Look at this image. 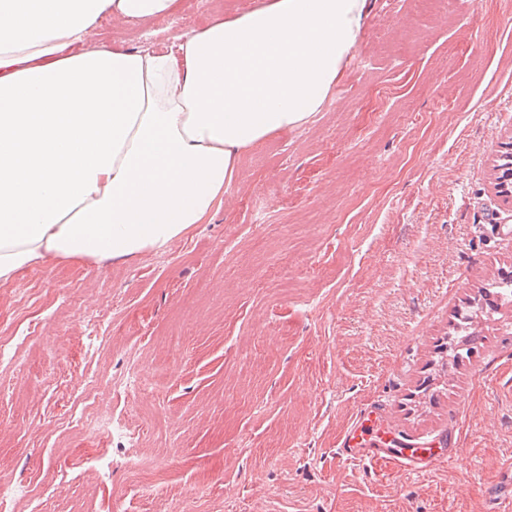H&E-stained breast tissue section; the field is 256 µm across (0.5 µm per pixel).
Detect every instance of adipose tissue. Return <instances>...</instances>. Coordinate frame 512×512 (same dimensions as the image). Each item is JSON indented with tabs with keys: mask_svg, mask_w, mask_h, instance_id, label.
Segmentation results:
<instances>
[{
	"mask_svg": "<svg viewBox=\"0 0 512 512\" xmlns=\"http://www.w3.org/2000/svg\"><path fill=\"white\" fill-rule=\"evenodd\" d=\"M182 0H0V286L53 259L129 260L208 223L242 159L315 122L370 0H258L171 49L108 48L106 17Z\"/></svg>",
	"mask_w": 512,
	"mask_h": 512,
	"instance_id": "1",
	"label": "adipose tissue"
}]
</instances>
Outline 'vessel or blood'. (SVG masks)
I'll return each instance as SVG.
<instances>
[{
    "label": "vessel or blood",
    "mask_w": 512,
    "mask_h": 512,
    "mask_svg": "<svg viewBox=\"0 0 512 512\" xmlns=\"http://www.w3.org/2000/svg\"><path fill=\"white\" fill-rule=\"evenodd\" d=\"M379 429V419L373 410L368 409L357 414L352 426L340 443L339 456L346 460L392 463L413 473L444 466L449 461L448 455L445 454H431L423 457L414 450L377 447L371 437Z\"/></svg>",
    "instance_id": "obj_1"
}]
</instances>
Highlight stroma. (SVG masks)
<instances>
[{
  "label": "stroma",
  "mask_w": 512,
  "mask_h": 512,
  "mask_svg": "<svg viewBox=\"0 0 512 512\" xmlns=\"http://www.w3.org/2000/svg\"><path fill=\"white\" fill-rule=\"evenodd\" d=\"M256 0L102 21L109 46L169 48ZM512 0H371L348 75L309 127L247 155L209 223L105 265L47 260L0 287V480L12 512H507L512 486ZM482 343L445 348L463 314ZM135 363L137 390L105 386ZM380 441L453 464L344 462L358 411ZM137 427L159 470H127L81 418ZM156 489L142 496V486Z\"/></svg>",
  "instance_id": "stroma-1"
}]
</instances>
